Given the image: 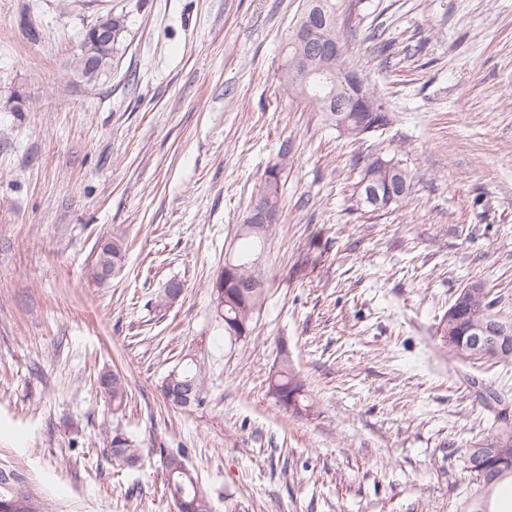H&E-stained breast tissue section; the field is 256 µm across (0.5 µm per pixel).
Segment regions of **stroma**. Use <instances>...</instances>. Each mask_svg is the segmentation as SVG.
<instances>
[{"label":"stroma","mask_w":512,"mask_h":512,"mask_svg":"<svg viewBox=\"0 0 512 512\" xmlns=\"http://www.w3.org/2000/svg\"><path fill=\"white\" fill-rule=\"evenodd\" d=\"M301 4L0 0V462L42 512H175L156 440L187 449L214 512H450L467 446L512 406V363L436 333L474 282L512 318V0H336L348 65L391 116L361 140L281 80ZM107 11L128 32L90 85L71 63ZM376 154L413 181L377 211L358 189ZM276 164L265 299L232 341L210 286ZM115 233L124 265L96 281ZM284 354L309 414L268 392ZM190 360L206 402L175 411L160 385ZM113 370L119 414L95 385ZM115 420L147 451L134 468L112 459Z\"/></svg>","instance_id":"35a3bbf8"}]
</instances>
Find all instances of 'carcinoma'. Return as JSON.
I'll return each mask as SVG.
<instances>
[{
  "label": "carcinoma",
  "instance_id": "obj_1",
  "mask_svg": "<svg viewBox=\"0 0 512 512\" xmlns=\"http://www.w3.org/2000/svg\"><path fill=\"white\" fill-rule=\"evenodd\" d=\"M322 7L329 17L336 16L334 0H303V8L296 18L293 27L302 26L310 19L317 7ZM112 22V43L100 44L96 41L91 30L84 32L80 53L75 58V69L87 82H95L106 67L114 60L125 40L127 33L126 16L109 13ZM295 33H290L286 44V60L282 71L284 84L297 98L309 103L316 111L325 115L326 121L336 122V97H342L347 102L356 94L352 87L336 86V80H328L321 74L314 76V81L303 85L295 80L293 64L298 57H304L303 47L294 39ZM278 166L274 165L267 171L266 178L259 189V194L270 200L275 210H280V176ZM127 244L124 236L114 235L105 237L100 246L94 275L103 280L108 273L115 272L126 252ZM264 293L263 281L257 271L249 275L236 274L233 281L224 279V272H219L212 283L211 294L217 312L224 321V335L238 340L243 335L251 333L252 318L249 309L253 302H261ZM164 381H172L193 389L190 405L171 403V407L180 410H191L201 406L205 401L203 375L201 367L192 362L172 369ZM98 387L102 394L112 402L113 410L122 409L128 398L125 378L117 372L103 374L98 378ZM304 383L288 360V354H282L275 374L269 382V393L275 401L280 396L297 394L299 405L291 408L294 413L309 411L306 394L302 393ZM111 454L113 460L121 466L133 467L142 459L143 449L133 439L115 425L112 427ZM159 455L164 472V495L175 505L177 512H212V505L207 494L198 484V480L186 464L185 450L182 448H167L164 444L152 448ZM470 482L477 485L474 494H467L455 504V512H493L492 497L497 488L504 482L512 481V469L499 473V477L487 483L479 479L478 474L464 465ZM33 500L29 494L25 478L16 469H5L0 466V512H33Z\"/></svg>",
  "mask_w": 512,
  "mask_h": 512
}]
</instances>
